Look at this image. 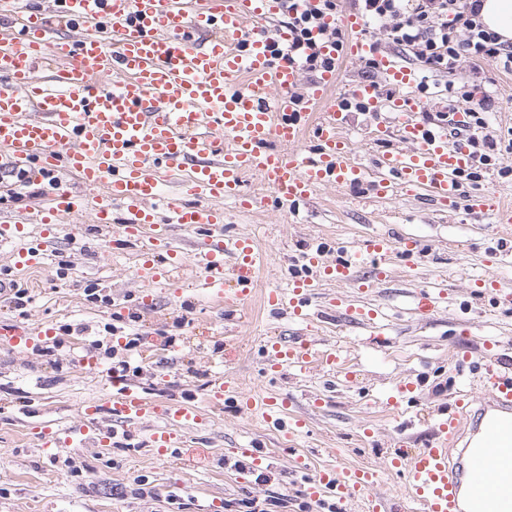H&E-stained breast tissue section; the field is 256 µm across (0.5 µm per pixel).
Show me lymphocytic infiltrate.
Instances as JSON below:
<instances>
[{
  "label": "lymphocytic infiltrate",
  "mask_w": 512,
  "mask_h": 512,
  "mask_svg": "<svg viewBox=\"0 0 512 512\" xmlns=\"http://www.w3.org/2000/svg\"><path fill=\"white\" fill-rule=\"evenodd\" d=\"M361 11L382 23L393 43L409 51L430 73L456 72L461 59L468 58L512 72V43L488 31L478 20L481 0H357ZM286 11L294 41L283 59L300 62L308 73L316 74L334 68L336 61L322 55L311 45L313 33L325 40L343 44L345 34L340 27L325 28L321 19L339 11L338 0H306L297 6L289 0ZM452 102L468 105L467 127L471 132L473 165L462 177L478 182L484 167L490 166L491 153L497 148L494 136L485 132L490 98H474L468 84L450 88Z\"/></svg>",
  "instance_id": "f902f5d3"
}]
</instances>
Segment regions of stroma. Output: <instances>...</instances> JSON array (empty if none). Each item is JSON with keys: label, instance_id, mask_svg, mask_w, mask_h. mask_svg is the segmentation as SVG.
I'll return each mask as SVG.
<instances>
[{"label": "stroma", "instance_id": "obj_1", "mask_svg": "<svg viewBox=\"0 0 512 512\" xmlns=\"http://www.w3.org/2000/svg\"><path fill=\"white\" fill-rule=\"evenodd\" d=\"M452 80L469 82L476 95L493 98L487 116L492 134L512 128V73L463 60L453 77L429 76L428 112L445 109ZM378 122L353 112L343 129L349 146L367 162L388 147L373 135ZM464 193L454 211L423 195L377 198L365 186H325L295 216L274 205L242 210L225 203V233L251 236L266 253L259 275L263 286L300 268L309 248L358 244L371 234L421 235L426 249L415 272L397 265L390 281L360 298L386 314L388 328L379 336L340 321L329 309L330 298L355 297L350 286L333 282L314 300L315 316L306 326L285 314H269L257 303L238 319H227L216 290L190 280L153 285L152 303L140 317L120 316L109 303L89 301L86 291L99 289L111 300L140 294L144 285L134 276L138 250L131 247L101 261L104 245L89 212L64 230L41 267L16 268L8 247L0 246V279L32 297L22 309L0 300V321L39 324L64 342L49 352L0 346V512H246L244 504L252 500L276 501L275 512H316L289 473L296 455L307 456L317 469L373 468L379 474L375 492L387 512H418L403 483L385 467L389 438L402 434L410 451L432 445L434 417L447 410L449 389L463 380L451 362L454 347L477 356L485 341L497 340L493 354L512 371V310L493 309L473 286L491 274L512 281V256L495 269L486 264L488 218L468 201L474 194L512 200V176L488 169L479 183L465 182ZM431 276L445 280L448 304L423 320L411 310L408 294L419 278ZM464 303L475 311L476 325L460 342L455 334ZM298 335L338 347L340 364L354 372L355 381L334 387L316 369L304 377L267 375L260 357L265 342ZM116 336L138 340L126 353L138 368L131 382L149 397L198 408L201 421L179 429V451L167 457L158 456L144 439L160 427L155 418L144 424L143 436L115 440L107 449L77 442L53 451L42 448L41 426H78L85 406L111 392L112 361L105 350ZM82 355L96 360V367L79 363ZM225 373L256 397L288 399L292 412L307 421L294 445L266 428L260 410L243 414L231 402L212 400L210 381ZM410 375L421 383L408 411L413 423L404 428L377 399ZM253 439L264 444L275 472L259 471L241 483L236 450Z\"/></svg>", "mask_w": 512, "mask_h": 512}]
</instances>
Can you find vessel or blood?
<instances>
[{"mask_svg": "<svg viewBox=\"0 0 512 512\" xmlns=\"http://www.w3.org/2000/svg\"><path fill=\"white\" fill-rule=\"evenodd\" d=\"M55 5L51 15L28 8L25 0H0V21H11L0 24V170L39 175L52 187L47 205L0 220V243L12 245L19 265L44 263L49 257L44 241L58 236L66 218L89 210L111 252L149 240L137 279L171 284L176 272L189 266L209 285L234 281L227 296L233 306L257 296L265 310L304 321L327 279L370 291L388 280L392 260L414 263L423 251L421 241L374 235L355 247L340 246V258L329 265L320 247L306 254L303 270L290 273L287 283L261 289L263 255L252 237L225 235L223 202L249 210L272 196L291 209L325 185L366 184L379 198L405 192L427 195L451 210L459 203L458 174L471 164L468 137L452 139L417 121L426 101L413 91L416 70L380 50L362 13L325 16L327 27L341 26L348 37L342 45L322 42L318 48L345 60L372 59L393 84V95L356 84L337 96L341 73L335 68L301 86L298 67L272 54L293 40L288 27L268 28L284 0H55ZM63 27L68 35H60ZM348 97L367 112L389 113L392 124L378 126L377 137H397L408 150L387 149L364 166L340 135ZM185 166L192 173L182 199H167L165 173ZM68 174L77 176L78 186L65 182ZM252 177L260 179L265 194H246ZM172 224L192 228L208 241L191 263L171 249ZM365 264L371 275L363 279L358 271ZM481 286L494 307L512 306L511 286L494 279ZM410 294L423 318L448 301L439 279ZM332 304L350 324L373 334L384 328L375 309L340 298ZM43 338L26 327L0 324L1 346L35 350ZM262 359L275 375L332 370L339 362L336 351L300 337L269 341ZM472 367L483 374V390L450 392L434 446L413 454L399 448L389 460L420 512H512V373L478 361ZM415 388L413 380L397 382L387 406L397 410L410 403ZM212 394L235 400L243 411L260 408L266 424L285 439L303 425L289 415L286 399L255 401L240 391L233 375L218 376ZM104 411L126 435L139 431L146 419H162L163 428L151 436L161 453L177 446L178 428L200 419L190 407L152 400L117 382L107 401L86 407L84 423L72 433L42 427L44 447L59 448L84 436L110 446V432L95 423ZM238 456L242 480L267 463L264 449L254 443ZM292 469L303 477L305 497L318 506L382 512L373 469H314L300 456Z\"/></svg>", "mask_w": 512, "mask_h": 512, "instance_id": "vessel-or-blood-1", "label": "vessel or blood"}]
</instances>
